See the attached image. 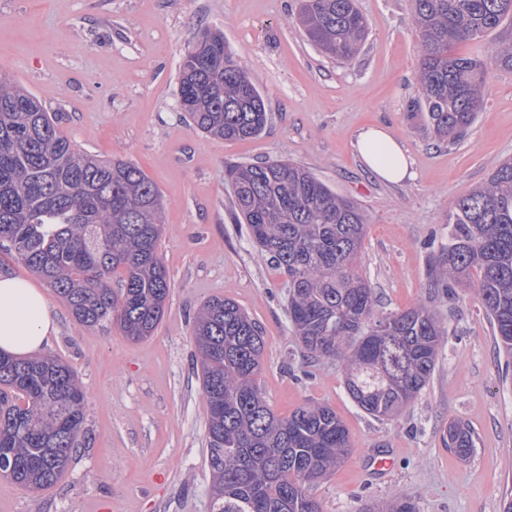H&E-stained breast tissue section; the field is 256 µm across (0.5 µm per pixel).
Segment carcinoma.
Here are the masks:
<instances>
[{"mask_svg":"<svg viewBox=\"0 0 512 512\" xmlns=\"http://www.w3.org/2000/svg\"><path fill=\"white\" fill-rule=\"evenodd\" d=\"M421 49L418 97L409 115L453 141L484 106L487 64L451 47L496 29L512 0H413ZM297 20L322 53L350 60L367 37L355 0H300ZM179 101L201 132L230 141L259 136L265 103L219 32L185 54ZM236 219L288 275V313L310 360L336 359L355 405L391 420L425 388L447 331L424 304L379 314L356 267L367 218L305 167L267 160L226 167ZM448 246L432 287L470 288L512 359V158L448 212ZM162 196L137 165L76 151L27 89L0 74V248L43 278L84 327L116 324L139 341L157 330L170 282L158 257ZM121 273L120 288L111 286ZM212 475L211 512H321L309 485L350 454L336 411L308 403L280 417L256 376L262 328L233 299L207 301L193 322ZM85 393L79 376L53 356L0 353V474L31 491L62 477L81 445ZM445 446L461 457L473 432L448 426ZM362 512H416L397 496Z\"/></svg>","mask_w":512,"mask_h":512,"instance_id":"1","label":"carcinoma"}]
</instances>
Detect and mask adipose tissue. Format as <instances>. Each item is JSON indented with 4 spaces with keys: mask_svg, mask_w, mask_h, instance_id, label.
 I'll return each mask as SVG.
<instances>
[{
    "mask_svg": "<svg viewBox=\"0 0 512 512\" xmlns=\"http://www.w3.org/2000/svg\"><path fill=\"white\" fill-rule=\"evenodd\" d=\"M358 150L377 178L399 182L409 174L403 144L379 127L363 129ZM57 331L49 303L33 282L0 274V352L15 357L37 353Z\"/></svg>",
    "mask_w": 512,
    "mask_h": 512,
    "instance_id": "1",
    "label": "adipose tissue"
}]
</instances>
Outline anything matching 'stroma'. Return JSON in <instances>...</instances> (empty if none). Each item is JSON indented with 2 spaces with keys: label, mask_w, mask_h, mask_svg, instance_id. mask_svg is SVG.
Masks as SVG:
<instances>
[{
  "label": "stroma",
  "mask_w": 512,
  "mask_h": 512,
  "mask_svg": "<svg viewBox=\"0 0 512 512\" xmlns=\"http://www.w3.org/2000/svg\"><path fill=\"white\" fill-rule=\"evenodd\" d=\"M368 36L349 61L323 54L294 21L297 0H0V73L62 120L78 150L138 165L159 188V256L171 287L147 339L88 329L53 291L58 330L44 352L72 367L85 392L88 437L55 485L32 493L0 478V512H210L207 412L193 367V316L210 298L234 299L263 329L258 384L276 415L307 403L332 407L352 453L310 492L321 512H360L399 495L417 512H500L512 492V365L471 291L431 288L448 243L455 199L512 157V69L493 65L512 19L456 54L488 61L485 105L459 138L440 142L407 108L420 64L411 0H357ZM245 61L267 123L256 138L202 134L178 108L181 61L205 31ZM385 128L410 157L411 178L374 177L355 147ZM285 160L309 169L363 209L362 271L389 313L417 304L448 328L435 370L396 420L364 413L342 364L307 361L288 319V277L232 220L230 162ZM475 436L468 459L446 448L451 423ZM389 470L367 465L372 453Z\"/></svg>",
  "instance_id": "35a3bbf8"
}]
</instances>
